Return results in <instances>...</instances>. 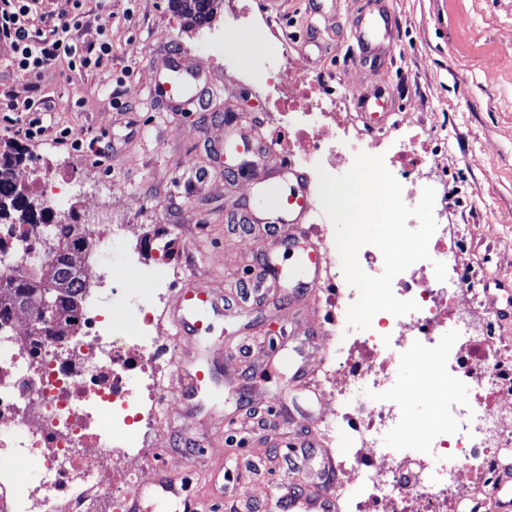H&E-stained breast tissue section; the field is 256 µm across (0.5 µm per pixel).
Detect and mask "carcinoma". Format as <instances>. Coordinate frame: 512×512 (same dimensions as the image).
<instances>
[{"label": "carcinoma", "mask_w": 512, "mask_h": 512, "mask_svg": "<svg viewBox=\"0 0 512 512\" xmlns=\"http://www.w3.org/2000/svg\"><path fill=\"white\" fill-rule=\"evenodd\" d=\"M181 11H189L192 20L202 26L214 15L215 0H175ZM23 153L0 154V219L10 205L24 215L23 223H32L35 215L50 224V235L45 237L46 256L34 272L21 274L7 261L0 259V322L11 317L18 308L31 311V328L36 336H64L76 327L81 312L82 298L87 285L81 270L69 259L88 252V243L79 224L51 223L46 207L36 209L27 201V194L16 189L8 176L12 162ZM50 300V310L41 306L42 298Z\"/></svg>", "instance_id": "1"}]
</instances>
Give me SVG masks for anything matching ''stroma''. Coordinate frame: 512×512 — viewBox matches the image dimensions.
I'll list each match as a JSON object with an SVG mask.
<instances>
[{
  "mask_svg": "<svg viewBox=\"0 0 512 512\" xmlns=\"http://www.w3.org/2000/svg\"><path fill=\"white\" fill-rule=\"evenodd\" d=\"M366 2L276 0L267 8L252 0L286 25L302 71L333 82L351 113L363 96L382 91L396 119L433 126L431 156L444 166L455 201L448 221L465 233L460 275L479 290L488 333L512 350V0H374L394 13L396 30L367 64L354 38ZM84 8L90 20L79 41L94 45L105 36L112 46L101 68L75 74L62 63L30 79L12 72L10 46L0 41V136H10L26 161H57L72 200L68 223L128 224L131 248L111 265L126 287L142 288L140 274L172 259L184 228L191 254L172 259L167 294L197 275L220 310L208 335L187 342L161 320L158 362L179 375L206 369L212 379L170 402L156 432L160 461L187 487L192 507L163 497L152 512H253L271 504L273 485L306 488L331 456L347 451L343 436L328 446L319 432L330 401L313 373L329 318L316 293L306 292V274L292 270L289 246L300 230L284 221L275 236L265 231L261 196L287 190L278 179L281 158L258 141L245 153L234 148L239 134L251 133L252 117L272 107L246 87L252 59L275 56L279 44L267 21L228 23L219 10L200 27L172 0H86ZM170 56L206 81V107L175 110L151 96ZM39 97L51 105L47 131L29 141L7 117ZM63 131L69 142L61 146L55 139ZM95 138L111 142L109 157H97ZM107 264L88 251L85 301L133 335L136 322L99 279ZM427 365L415 355L394 375L406 427L389 434V447H405L417 421L433 417L430 400L411 390ZM306 439L314 451L289 465V443Z\"/></svg>",
  "mask_w": 512,
  "mask_h": 512,
  "instance_id": "obj_1",
  "label": "stroma"
}]
</instances>
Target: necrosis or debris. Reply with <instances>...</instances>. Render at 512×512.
Returning a JSON list of instances; mask_svg holds the SVG:
<instances>
[{
	"label": "necrosis or debris",
	"mask_w": 512,
	"mask_h": 512,
	"mask_svg": "<svg viewBox=\"0 0 512 512\" xmlns=\"http://www.w3.org/2000/svg\"><path fill=\"white\" fill-rule=\"evenodd\" d=\"M268 68L277 78L261 90L282 109L262 120L284 165L335 169V160L321 152L323 140L335 137L353 153L387 157L405 184V203L414 205L433 169L424 150L425 125L395 138L359 123L345 114L340 99L306 88L289 50L269 59ZM20 186L52 209L63 184L54 164L40 157ZM434 218L429 260L417 262L395 291L416 301L417 310L400 317L379 313L371 328L354 336L343 308L357 301L358 290L347 285L326 297L336 337L327 344L322 369L321 385L332 399L323 432L345 430L350 439L328 489L347 512H481L499 461L512 457V380L506 376L512 359L495 337L480 331L478 299L457 272L458 229L447 226L443 208L435 209ZM40 246L32 226L0 225V252L13 255L16 267H29ZM437 261L446 267L445 280L435 276ZM162 299L150 292L137 298L138 332L130 343L104 339L105 316L97 308L82 312L83 336L64 348L49 339L33 343L14 321L0 327V469L10 475L22 462L41 474L27 481L17 500L1 497L0 512H129L132 490L160 454L150 437L162 413V367L145 352L156 343L153 310ZM451 329L457 333L453 344ZM418 350L431 352L434 372L457 368L475 389L465 402L444 391L433 397L437 418L412 438L411 452L400 455L385 444L386 433L405 424L392 374ZM137 363L150 379L143 391L129 384ZM451 414L458 419L453 427ZM349 479L360 486L359 495L346 496Z\"/></svg>",
	"instance_id": "necrosis-or-debris-1"
}]
</instances>
